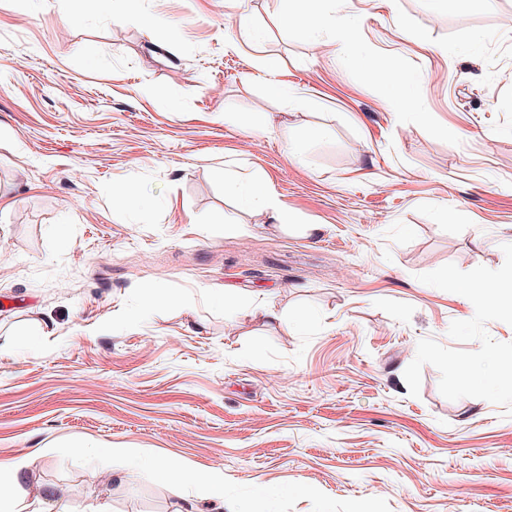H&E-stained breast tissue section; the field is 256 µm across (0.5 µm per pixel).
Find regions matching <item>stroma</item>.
Instances as JSON below:
<instances>
[{"label": "stroma", "instance_id": "obj_1", "mask_svg": "<svg viewBox=\"0 0 512 512\" xmlns=\"http://www.w3.org/2000/svg\"><path fill=\"white\" fill-rule=\"evenodd\" d=\"M143 6L154 28L0 0V463L64 512H182L111 448L221 469L255 512H512V398L485 392L512 372V0ZM309 10L354 25L317 44L282 22ZM228 171L291 222L226 195ZM355 63L376 85L385 90L391 108L407 109L413 104L410 80L407 77L383 66L373 57H357Z\"/></svg>", "mask_w": 512, "mask_h": 512}]
</instances>
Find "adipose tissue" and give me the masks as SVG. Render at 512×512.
<instances>
[{
  "label": "adipose tissue",
  "mask_w": 512,
  "mask_h": 512,
  "mask_svg": "<svg viewBox=\"0 0 512 512\" xmlns=\"http://www.w3.org/2000/svg\"><path fill=\"white\" fill-rule=\"evenodd\" d=\"M356 63L368 77L386 92L389 106L394 109H406L413 103L410 81L407 77L383 66L371 57L357 58ZM224 190L236 197L242 205L265 210L271 213L274 220L287 223V208L273 200L259 181L244 182L232 176H225ZM111 455L117 466L114 475L117 478L131 479L143 468H152L156 476L163 482L179 488L185 485L195 486L200 498L217 505L219 512H245L243 507L226 503L224 499V473L215 469L205 478H197L195 474L170 460H145L135 455L128 448L112 449ZM23 461L16 460L6 465H0V512H27L26 495L23 488Z\"/></svg>",
  "instance_id": "adipose-tissue-1"
}]
</instances>
